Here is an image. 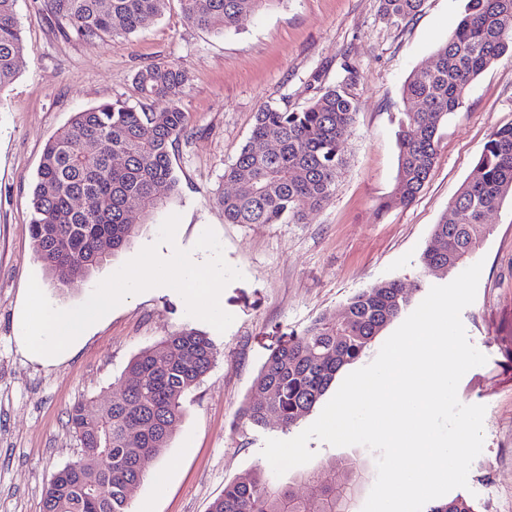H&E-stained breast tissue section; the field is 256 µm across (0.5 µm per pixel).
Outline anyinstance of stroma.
<instances>
[{
  "label": "stroma",
  "mask_w": 512,
  "mask_h": 512,
  "mask_svg": "<svg viewBox=\"0 0 512 512\" xmlns=\"http://www.w3.org/2000/svg\"><path fill=\"white\" fill-rule=\"evenodd\" d=\"M464 0H426L406 26L387 24L380 0H281L236 30L188 26L178 0L129 38L95 46L64 33L42 0H17L23 55L15 79L0 89V512H42L52 474L80 456L68 412L97 408L122 386L129 362L185 327L213 340L217 355L200 387L187 395L169 445L146 461L129 494L130 512H209L227 482L268 468L266 439L293 431L253 428L239 415L270 348L316 317L342 311L357 292L381 280L414 294L443 279L423 275L419 257L461 186L472 180L492 129L512 124V56H503L471 87L442 129L435 166L405 207H386L397 172L402 92L411 72L431 63L453 31ZM174 61L188 76L180 96L190 135L172 157L179 193L152 212L133 244L69 284L47 273L30 233L29 197L47 142L78 112L121 100L136 106L135 72ZM346 85L358 104L343 144L345 169L327 203L300 224H228L218 198L230 190L224 170L249 140L260 106L300 109L320 85ZM180 215L175 245L191 251L212 228L226 262L243 274L223 290L234 317L225 332L187 316L168 287L125 299L53 362L30 355L20 339L29 279L49 302L68 310L104 278L156 242L162 222ZM493 232L477 252L483 268L476 299L461 319L487 361L467 371L458 398L485 406L484 446L468 485L477 512H512V203L486 218Z\"/></svg>",
  "instance_id": "1"
}]
</instances>
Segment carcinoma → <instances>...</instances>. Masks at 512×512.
<instances>
[{"mask_svg":"<svg viewBox=\"0 0 512 512\" xmlns=\"http://www.w3.org/2000/svg\"><path fill=\"white\" fill-rule=\"evenodd\" d=\"M169 0H43L60 29L94 45L137 33L164 12ZM187 25L213 31L238 28L255 12L280 0H179ZM383 19L399 27L422 11L426 0H380ZM16 0H0V89L19 70L23 41ZM512 52V0H465L462 18L438 46L434 64L416 68L403 89L397 134L398 169L390 203L407 206L435 165L440 130L458 111L475 80ZM186 74L172 61L142 67L134 83L144 101L166 99L154 112L123 101L101 103L73 115L44 148L30 199L31 235L38 259L52 272L67 263L75 279L87 278L139 235L141 224L175 194L171 148L188 133L178 105ZM357 111L342 85L321 86L299 111L272 105L255 113L249 141L224 180L235 191L218 199L226 224H297L336 189L345 167L342 144ZM449 214L434 226L419 263L423 273L445 266L453 272L480 248L491 228L486 215L512 199V124L490 133ZM83 198L87 206H76ZM411 292L396 280L378 281L346 303L347 318H316L298 336L271 349L254 386L268 400L251 398L242 418L255 428L276 413L283 427L298 425L328 392L341 370L357 362L404 312ZM216 357L212 340L183 328L128 364L126 383L96 417L80 404L68 424L80 447L101 458L85 471L71 464L43 492L42 512H129L128 488L145 477L142 460L168 446L181 419L185 396L197 388ZM366 481L356 457L330 458L279 483L257 469L224 486L209 512H355ZM426 512H474L462 495L436 502Z\"/></svg>","mask_w":512,"mask_h":512,"instance_id":"cac0c4a2","label":"carcinoma"}]
</instances>
